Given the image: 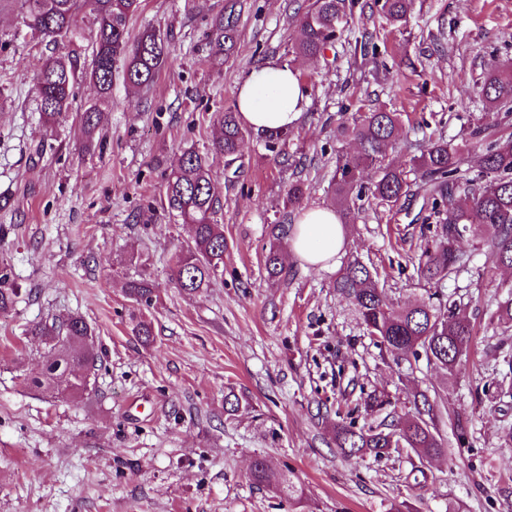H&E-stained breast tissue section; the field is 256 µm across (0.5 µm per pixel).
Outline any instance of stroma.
<instances>
[{
    "mask_svg": "<svg viewBox=\"0 0 512 512\" xmlns=\"http://www.w3.org/2000/svg\"><path fill=\"white\" fill-rule=\"evenodd\" d=\"M371 2L355 0L340 38L312 62L292 52L312 0H243L235 48L220 64L207 33L225 0H141L129 33L166 35L169 60L144 89L115 76V105L90 137L80 114L93 85L80 83L66 122L43 127L30 89L50 49L21 37L19 13L0 14V261L21 292L0 314V512H512L502 491L512 400L493 390L512 356V323L488 320L512 271L492 265L486 228L460 239L466 267L429 284L414 269L431 236L423 193L390 206L366 198L334 265L303 264L286 244V277L265 270L273 236L290 232L301 210L331 207L336 157L354 148L336 126L360 105L399 113L402 135L386 160L403 169L437 138L512 135V110H488L482 92L487 69L512 61V0H413L402 27ZM269 60L298 71L309 105L280 154L251 130L233 164L210 156L228 248L210 287L185 295L171 258L191 230L162 208L167 177L185 148L211 144L217 113L236 109L244 79ZM296 180L307 192L289 207ZM350 256L377 271L396 306L439 287L466 310L474 335L454 374L381 352L333 286ZM139 279L155 290L139 309L152 325L148 344L129 320L126 284ZM69 313L94 327L101 360L76 399L26 381L47 355L27 327ZM230 390L242 404L233 416ZM374 391L400 413L416 392L441 394L447 456L345 458L330 423L349 412L373 424L360 400ZM258 457L288 470L301 503L253 483Z\"/></svg>",
    "mask_w": 512,
    "mask_h": 512,
    "instance_id": "1",
    "label": "stroma"
}]
</instances>
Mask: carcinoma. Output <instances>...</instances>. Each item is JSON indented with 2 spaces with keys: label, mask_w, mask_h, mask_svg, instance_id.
<instances>
[{
  "label": "carcinoma",
  "mask_w": 512,
  "mask_h": 512,
  "mask_svg": "<svg viewBox=\"0 0 512 512\" xmlns=\"http://www.w3.org/2000/svg\"><path fill=\"white\" fill-rule=\"evenodd\" d=\"M377 12L391 24H403L411 0H374ZM237 2L224 5L225 14L212 23L209 45L217 62L224 61L236 38ZM140 0H0V13L17 10L24 26L53 45L33 77V89L40 118L49 128L66 121L75 100V87L81 80L92 82L98 103L82 114L84 130L91 135L99 128L104 109L112 106L113 71L124 63V79L133 88L149 87L168 58L167 37L156 30H145L130 40L128 22L139 10ZM353 0H313L301 21L302 38L294 53L316 61L337 40L338 25L352 14ZM92 16L96 25L90 58L83 57L80 21ZM483 93L489 109L512 104V64L497 65L483 77ZM220 135L210 148L213 154L229 160L238 156L246 131L234 111L217 113ZM342 133L359 143L356 155H336V173L331 200L348 219L355 218L354 200L368 194L390 205L411 192L413 182L406 171L385 162L387 149L400 137L399 115L382 108L360 112L352 125L341 126ZM372 167L376 179L369 185L361 181L362 168ZM479 178L467 176L461 165L460 148L442 138L430 142L421 156L413 160L412 171L421 174L428 186L431 211L436 219L432 239L417 258L419 278L437 283L458 271L464 264L456 243L470 226L491 230L484 247L491 262L512 268V137L498 138L478 155ZM219 199L211 181L208 154L193 147L185 149L179 163L168 176L165 209L192 228L193 240L187 249L175 254L172 280L187 295L210 286L224 264L227 242L224 226L217 223ZM265 269L269 277L284 273L281 249L272 243ZM333 287L346 295L356 307L367 333L394 359L415 360L453 371L466 355L473 336L469 317L459 306L436 290L428 301L397 308L379 290L376 275L359 259L348 260L340 268ZM19 294L11 268L0 263V313L10 309ZM126 294L138 305H150L153 288L145 280L132 281ZM131 331L143 342L152 338L150 323L130 315ZM27 334L45 340L51 359L36 384L57 386L68 398L80 396L94 374L97 358L91 351L94 328L80 315L55 321L36 322ZM500 372L498 394L512 397V358ZM413 409L402 416L387 411L391 402L369 394L363 399L367 413H385L375 425L356 426L355 420H341L333 426L336 446L347 457L372 454L379 458L408 448L420 458L448 452L439 435L441 408L437 399L418 392ZM252 481L292 501L301 502L303 491L294 486L288 472L267 459L253 461Z\"/></svg>",
  "instance_id": "carcinoma-1"
}]
</instances>
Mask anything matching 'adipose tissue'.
Here are the masks:
<instances>
[{
    "instance_id": "adipose-tissue-1",
    "label": "adipose tissue",
    "mask_w": 512,
    "mask_h": 512,
    "mask_svg": "<svg viewBox=\"0 0 512 512\" xmlns=\"http://www.w3.org/2000/svg\"><path fill=\"white\" fill-rule=\"evenodd\" d=\"M307 104V90L296 71L276 62L254 69L237 98L240 119L268 135L294 127ZM345 244L343 224L333 210L323 207L306 209L291 234L293 256L316 268L335 261Z\"/></svg>"
}]
</instances>
